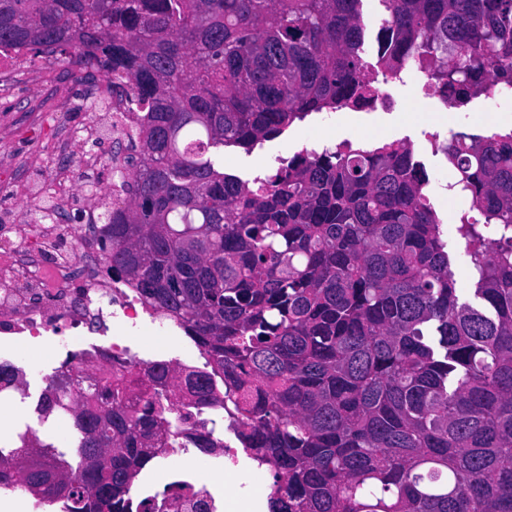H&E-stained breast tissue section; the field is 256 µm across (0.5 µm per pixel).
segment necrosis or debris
<instances>
[{"label":"necrosis or debris","instance_id":"1","mask_svg":"<svg viewBox=\"0 0 512 512\" xmlns=\"http://www.w3.org/2000/svg\"><path fill=\"white\" fill-rule=\"evenodd\" d=\"M95 211L94 204H87L79 226L14 222L15 243L0 247V349L11 353L22 343L36 341L44 347L46 362L61 368L83 369L95 378L128 370L144 374L153 363L133 351L124 331L143 325L146 310L132 289L102 278L99 249L89 233L96 222ZM90 315L110 323L108 345L80 335L79 329ZM171 416L174 433L162 444V456L169 459L183 454L189 463L163 469L135 487L130 512H143L147 504L153 512H192L153 495L152 486L160 481L203 500L208 512H224L223 489L198 480L192 464L199 460L213 466L221 460L228 467L237 466V452L224 440L228 415L223 407H197L185 400L173 406ZM192 429L209 433L212 451L192 452L185 437Z\"/></svg>","mask_w":512,"mask_h":512}]
</instances>
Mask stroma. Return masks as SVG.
Returning a JSON list of instances; mask_svg holds the SVG:
<instances>
[{
	"instance_id": "stroma-1",
	"label": "stroma",
	"mask_w": 512,
	"mask_h": 512,
	"mask_svg": "<svg viewBox=\"0 0 512 512\" xmlns=\"http://www.w3.org/2000/svg\"><path fill=\"white\" fill-rule=\"evenodd\" d=\"M424 84L423 74L409 69L404 82L390 87L397 102L393 111L363 114L343 109L294 123L284 135L264 142L252 152L225 148L224 168L245 179L271 174L281 159L336 137L349 139L354 147L368 150L387 143H407L415 161L429 175L427 195L448 245L457 286L470 288L469 260L456 237L455 226L461 215L471 212V199L438 190L437 180L453 181L458 173L443 153L432 150L429 139L435 135L444 143L458 132L480 136L504 132L501 120L512 117V97L494 103L478 97L461 109L447 110L442 108L438 96L425 90ZM106 87L103 76L81 83L73 72L41 58L34 59L29 69L12 79L8 93L0 97V170L7 167L12 171L8 178L0 173V211L18 207L23 183L36 174L49 173L64 163L70 171H77L84 152L82 133L94 123L112 130L111 139L105 140L99 150L100 155L112 160V172L105 175V183L117 185L122 177L132 176L133 170L126 163L129 127L121 119H109L103 109L102 102L108 97ZM128 336L141 357L152 359L161 355L189 366L198 362L197 347L185 334L172 336L145 325L129 331ZM28 429L66 454L73 452L78 441L71 416L60 413L43 419L16 399L10 409L0 412V448L11 449L19 434ZM225 440L239 451L236 482L226 494V512H237L239 496L244 492L252 494L256 512H269L272 471L258 467L248 458L234 435H226Z\"/></svg>"
}]
</instances>
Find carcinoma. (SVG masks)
<instances>
[{"mask_svg":"<svg viewBox=\"0 0 512 512\" xmlns=\"http://www.w3.org/2000/svg\"><path fill=\"white\" fill-rule=\"evenodd\" d=\"M388 70L422 64L462 102L512 90V0H384ZM361 0H0V47L103 72L134 115L124 205L102 213L103 276L177 323L224 374L186 379L237 418L273 472L270 512H512V132L442 145L484 223L456 233L477 274L462 301L429 179L405 143L298 153L224 171L310 112L358 105ZM175 367L50 380L72 465L27 435L0 488L61 512H127L171 432L127 401Z\"/></svg>","mask_w":512,"mask_h":512,"instance_id":"carcinoma-1","label":"carcinoma"}]
</instances>
